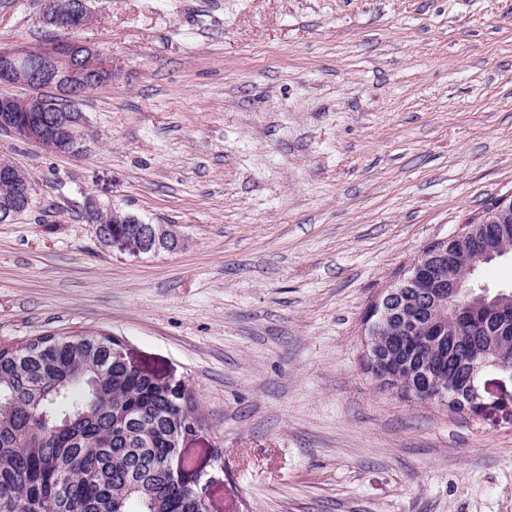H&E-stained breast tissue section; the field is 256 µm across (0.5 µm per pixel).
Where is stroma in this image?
<instances>
[{
	"label": "stroma",
	"mask_w": 512,
	"mask_h": 512,
	"mask_svg": "<svg viewBox=\"0 0 512 512\" xmlns=\"http://www.w3.org/2000/svg\"><path fill=\"white\" fill-rule=\"evenodd\" d=\"M112 66L86 148L0 133L30 212L0 224V342L109 333L189 386L208 512H512V377L488 410L380 388L368 311L431 242L512 194V0H92ZM0 0V51L61 34ZM174 225L104 246L85 201ZM223 452L216 463L215 452Z\"/></svg>",
	"instance_id": "stroma-1"
}]
</instances>
